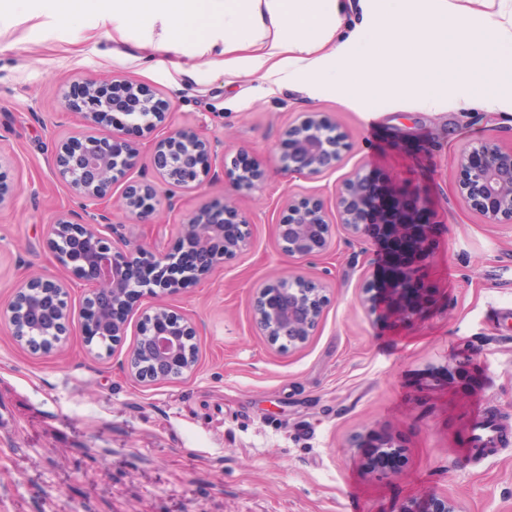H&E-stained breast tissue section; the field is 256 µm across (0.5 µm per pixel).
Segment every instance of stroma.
Returning a JSON list of instances; mask_svg holds the SVG:
<instances>
[{
  "instance_id": "stroma-1",
  "label": "stroma",
  "mask_w": 512,
  "mask_h": 512,
  "mask_svg": "<svg viewBox=\"0 0 512 512\" xmlns=\"http://www.w3.org/2000/svg\"><path fill=\"white\" fill-rule=\"evenodd\" d=\"M150 30L140 21L114 31L91 2L65 18L56 0H0V159L15 194L0 208V308L21 280L67 275L48 226L84 201L56 177L52 153L88 131L66 100L85 78L106 90L148 85L168 122L209 140L224 169L183 192L180 211L161 202L150 223H136L122 193L151 174L162 133L124 129L138 158L105 205L119 232L170 253L188 215L228 201L248 220L251 245L174 292L140 297L109 352L87 346L76 308L47 353L0 322V512H419L437 495L456 512H512V224L484 223L457 186L465 146L512 147V112L464 109L453 97L425 112L401 93L320 92L305 74L230 75L191 37L149 59L140 45ZM177 58L194 72L175 68ZM310 112L348 147L336 170L285 174L283 132ZM241 161L263 170L258 188L234 189ZM357 170L414 180L431 204L437 301L405 327L364 302L384 263L373 235L334 225L329 251L305 260L289 258L278 236L288 198L333 208ZM292 273L325 282L326 302L314 333L288 349L259 330L251 295ZM159 304L194 321L197 368L146 385L124 361L142 312ZM479 408L501 432L483 459L466 440ZM385 440L399 462L370 468Z\"/></svg>"
}]
</instances>
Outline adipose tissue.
Segmentation results:
<instances>
[{
  "label": "adipose tissue",
  "mask_w": 512,
  "mask_h": 512,
  "mask_svg": "<svg viewBox=\"0 0 512 512\" xmlns=\"http://www.w3.org/2000/svg\"><path fill=\"white\" fill-rule=\"evenodd\" d=\"M113 26L150 20L160 47H178L191 33L207 46L241 45L235 68L267 69L279 59L288 77L305 71L318 89L369 98L397 88L434 112L444 91L458 103L512 111V0L489 12L459 0H360L362 21L345 28L344 0H100ZM333 45L332 57L318 55Z\"/></svg>",
  "instance_id": "1"
}]
</instances>
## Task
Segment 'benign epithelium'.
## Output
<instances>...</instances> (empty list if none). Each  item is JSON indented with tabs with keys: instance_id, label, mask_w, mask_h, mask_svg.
<instances>
[{
	"instance_id": "benign-epithelium-1",
	"label": "benign epithelium",
	"mask_w": 512,
	"mask_h": 512,
	"mask_svg": "<svg viewBox=\"0 0 512 512\" xmlns=\"http://www.w3.org/2000/svg\"><path fill=\"white\" fill-rule=\"evenodd\" d=\"M91 129L87 137L56 146L53 168L76 196L85 201L83 212H64L49 225L48 243L56 251L67 250L65 268L89 285L81 304L83 323L97 328L98 336L115 342L124 335L136 298L143 293H166L186 281L210 272L224 259L248 250V224L236 218L229 205H215L189 216L182 234L198 243L195 266L186 277L172 272V256L154 254L144 246L120 238L107 213L98 208L112 193L113 177L129 169L136 148L112 131L110 112H148L151 119L138 124L151 133L165 125V105L144 84H119L108 96L96 81L82 82V94L68 100ZM287 149L279 167L289 175L313 176L334 170L347 148L346 135L325 116L313 112L284 131ZM209 141L195 133L170 128L154 150V175L129 184L123 206L138 223L151 220L158 197L170 210L179 208L178 192L197 189L219 178L212 165ZM245 178H236L240 188L253 189L263 179L259 168L250 166ZM457 179L462 201L479 213L487 224L512 223V149L491 143L465 147L458 159ZM373 179L356 171L336 196L340 223L358 235L371 227L367 214L382 229L386 252L380 288L366 298L371 310H380L400 324L415 320L435 302L436 288L427 280L425 268L432 254L434 225L427 221L428 203L420 188L409 181L385 177L372 190ZM279 235L290 258L304 259L325 252L332 241V221L323 204L288 199L279 222ZM324 283L296 276L256 288L252 309L259 328L276 343L304 342L316 329L325 301ZM72 308L68 284L53 277H39L19 284L11 304L0 309L15 336H28L31 324L51 320L55 335H68ZM146 348L155 370L143 364L142 350L133 346L125 368L143 383L168 381L192 373L196 357L187 346L196 335L194 323L158 306L143 314Z\"/></svg>"
}]
</instances>
